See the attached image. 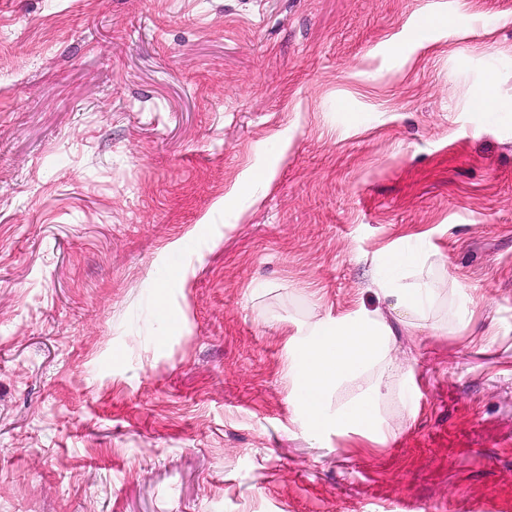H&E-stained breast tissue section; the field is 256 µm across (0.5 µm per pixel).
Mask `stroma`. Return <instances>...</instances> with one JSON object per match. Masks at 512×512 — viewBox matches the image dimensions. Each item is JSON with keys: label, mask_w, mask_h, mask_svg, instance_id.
<instances>
[{"label": "stroma", "mask_w": 512, "mask_h": 512, "mask_svg": "<svg viewBox=\"0 0 512 512\" xmlns=\"http://www.w3.org/2000/svg\"><path fill=\"white\" fill-rule=\"evenodd\" d=\"M392 247L470 321L308 436L292 324ZM0 512H512V0H0Z\"/></svg>", "instance_id": "obj_1"}]
</instances>
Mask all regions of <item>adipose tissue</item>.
Segmentation results:
<instances>
[{"label":"adipose tissue","mask_w":512,"mask_h":512,"mask_svg":"<svg viewBox=\"0 0 512 512\" xmlns=\"http://www.w3.org/2000/svg\"><path fill=\"white\" fill-rule=\"evenodd\" d=\"M438 253L393 249L379 261L374 282L389 311L359 307L336 318L296 324L288 336L290 399L304 432L334 431L346 438L386 442L393 431L380 405L396 377L406 392L410 373L392 356L394 332L387 312H395L409 330L439 329L432 315L440 292L432 277Z\"/></svg>","instance_id":"1"}]
</instances>
